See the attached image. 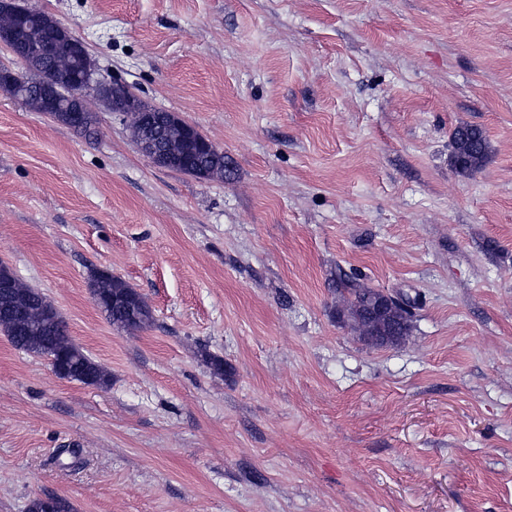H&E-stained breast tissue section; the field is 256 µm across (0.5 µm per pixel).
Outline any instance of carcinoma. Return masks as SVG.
<instances>
[{
    "mask_svg": "<svg viewBox=\"0 0 512 512\" xmlns=\"http://www.w3.org/2000/svg\"><path fill=\"white\" fill-rule=\"evenodd\" d=\"M49 15L44 11L25 6L15 15L0 11V31H14L23 28L25 44L31 48L42 47L48 52L43 58L27 62L28 80L20 86L2 85L0 89L15 97H22L34 112H44L46 107L38 91V83L45 76L65 78L59 86L54 120L71 128L77 134L94 139L98 137V118L82 100V118L73 124L69 120L71 109L70 83L79 80L83 65L73 55L57 48L53 30L47 27ZM136 142L150 137L158 151L170 156L166 168L189 174L197 179L224 178L230 169L224 160V152L211 151L198 145L197 138H177L168 124V113L162 110L147 111V105L138 106L127 112ZM491 152L485 131L476 125L457 127L452 133L451 165L461 175H472L486 164ZM336 290L349 295V302L368 309L374 304L376 290L359 282V279L340 270L333 279ZM14 291L0 294V329L5 331L12 344L28 353L39 354L44 345L55 347L51 355L62 352L71 360V365L80 373L94 377L96 385L104 387L110 382L109 375L77 347L67 334L66 326L57 324L44 315L49 305L47 298L37 289L18 279H13ZM93 294L102 304L101 312L114 326L133 331L150 322L151 311L146 307L140 311V322L131 325L126 322L130 297L137 295L135 289L119 277L102 276L95 280ZM27 512H73L71 503L55 495L35 496L27 505Z\"/></svg>",
    "mask_w": 512,
    "mask_h": 512,
    "instance_id": "1",
    "label": "carcinoma"
}]
</instances>
